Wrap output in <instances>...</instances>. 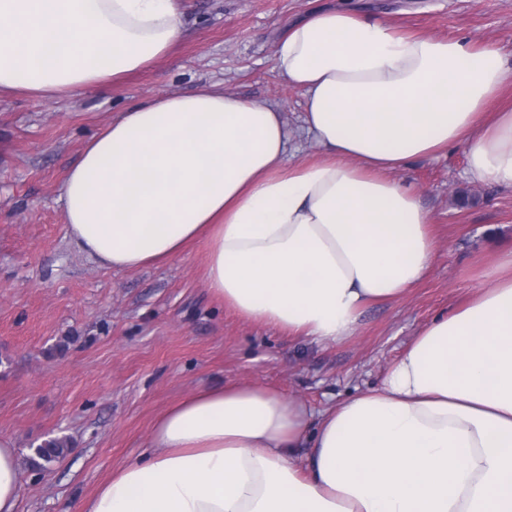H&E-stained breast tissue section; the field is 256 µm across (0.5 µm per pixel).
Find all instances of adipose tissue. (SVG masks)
I'll use <instances>...</instances> for the list:
<instances>
[{"instance_id": "ef3b65f1", "label": "adipose tissue", "mask_w": 512, "mask_h": 512, "mask_svg": "<svg viewBox=\"0 0 512 512\" xmlns=\"http://www.w3.org/2000/svg\"><path fill=\"white\" fill-rule=\"evenodd\" d=\"M184 15L185 0H0V94L124 80L187 37ZM275 62L320 161L286 165L281 110L213 83L113 117L58 199L100 266L160 265L203 237L215 299L338 343L432 265L429 213L397 172L461 146L472 177L512 189V108L487 113L512 68L496 45L405 35L347 8L288 24ZM491 276L380 387L324 409L259 383L198 387L80 512H512V252ZM19 483V450L0 436V512H17Z\"/></svg>"}]
</instances>
